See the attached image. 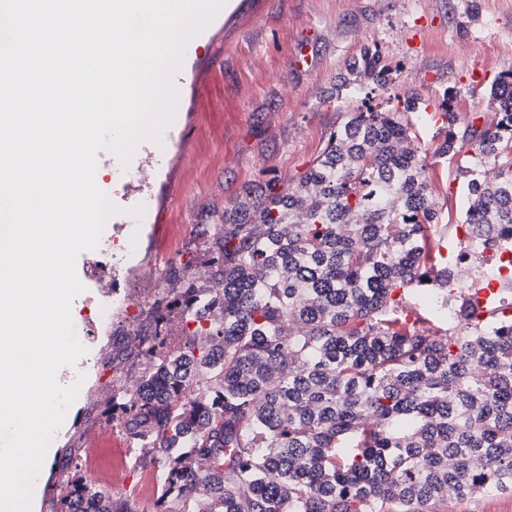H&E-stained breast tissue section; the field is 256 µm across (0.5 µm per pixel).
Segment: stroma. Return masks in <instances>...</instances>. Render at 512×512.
<instances>
[{
    "label": "stroma",
    "mask_w": 512,
    "mask_h": 512,
    "mask_svg": "<svg viewBox=\"0 0 512 512\" xmlns=\"http://www.w3.org/2000/svg\"><path fill=\"white\" fill-rule=\"evenodd\" d=\"M367 45L397 70L376 103L400 111L406 98H417L421 108L408 118L420 146L432 150L444 139L436 119L444 92L457 94L459 126L494 120L489 88L512 64V0H248L192 43L183 65L194 70L197 86L178 84L176 114L161 144L141 142L128 165L115 156L103 165L105 192L117 208L113 224L132 216L139 225L137 235L120 239L113 259L121 286L140 307L133 323L121 319L113 327L112 357L94 368L71 431L52 437L29 512H59L62 481H95L100 468H121L101 489L115 499L144 473H160L150 450L86 446L105 429L121 433L108 412L112 398L130 390L149 364L148 356L127 351V339L153 342L163 314L167 346L179 348L181 314L163 300L166 282L181 280L184 266L202 269L225 206L246 188L294 182L312 165L358 104L331 92L346 61ZM429 172L443 215L459 217L467 202L456 165ZM146 194L156 203L138 212Z\"/></svg>",
    "instance_id": "stroma-1"
}]
</instances>
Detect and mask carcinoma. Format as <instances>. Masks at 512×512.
I'll return each instance as SVG.
<instances>
[{
  "instance_id": "carcinoma-1",
  "label": "carcinoma",
  "mask_w": 512,
  "mask_h": 512,
  "mask_svg": "<svg viewBox=\"0 0 512 512\" xmlns=\"http://www.w3.org/2000/svg\"><path fill=\"white\" fill-rule=\"evenodd\" d=\"M394 82L367 46L345 63L336 99L361 105L329 134L295 185L273 180L224 208L210 284L166 292L189 327L112 409L162 464L156 512H437L450 500L512 492V293L488 301L482 252L512 269V65L492 83L497 121L448 132L468 208L453 254L411 124L379 112ZM432 317L409 322L413 296ZM67 512H134L67 481Z\"/></svg>"
}]
</instances>
